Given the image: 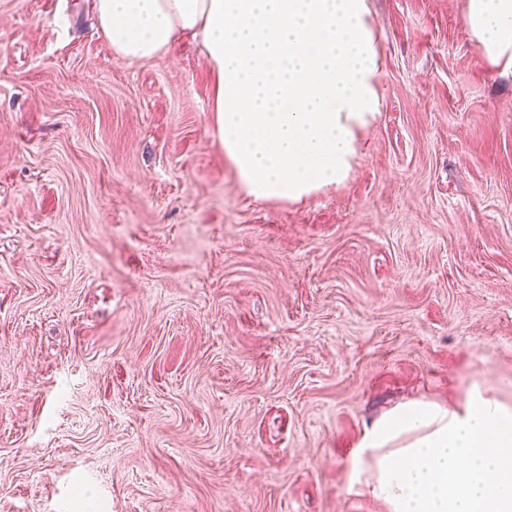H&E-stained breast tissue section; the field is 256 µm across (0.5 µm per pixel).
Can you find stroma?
I'll return each instance as SVG.
<instances>
[{"label":"stroma","instance_id":"obj_1","mask_svg":"<svg viewBox=\"0 0 512 512\" xmlns=\"http://www.w3.org/2000/svg\"><path fill=\"white\" fill-rule=\"evenodd\" d=\"M94 0H0V512H387L365 430L512 408V76L466 0H367L349 177L239 187L195 43L124 62Z\"/></svg>","mask_w":512,"mask_h":512}]
</instances>
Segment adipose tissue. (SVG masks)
<instances>
[{
    "mask_svg": "<svg viewBox=\"0 0 512 512\" xmlns=\"http://www.w3.org/2000/svg\"><path fill=\"white\" fill-rule=\"evenodd\" d=\"M113 55L201 45L211 122L242 190L297 201L348 176L379 113L366 0H95ZM477 46L512 74V0H467ZM389 512H512V409L480 388L462 406L414 401L366 429L352 461Z\"/></svg>",
    "mask_w": 512,
    "mask_h": 512,
    "instance_id": "1",
    "label": "adipose tissue"
}]
</instances>
